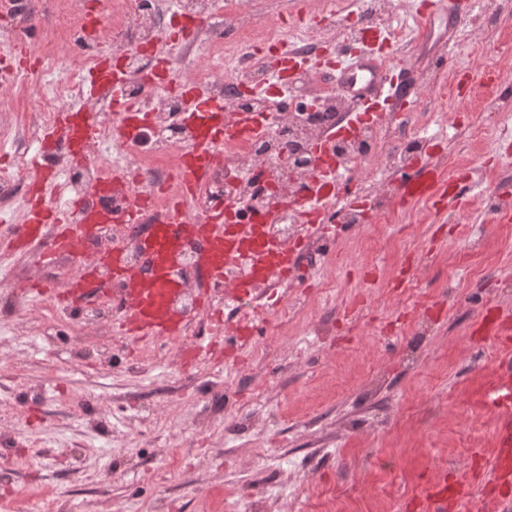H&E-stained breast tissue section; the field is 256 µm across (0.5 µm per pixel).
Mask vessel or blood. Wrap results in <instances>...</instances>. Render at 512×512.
<instances>
[{
  "mask_svg": "<svg viewBox=\"0 0 512 512\" xmlns=\"http://www.w3.org/2000/svg\"><path fill=\"white\" fill-rule=\"evenodd\" d=\"M445 16L449 30L458 29L468 17L461 0H423L420 16L423 27H430L437 16ZM193 24L173 22L164 39L166 48H153V67L148 72L150 81L160 87H176L182 95V120L192 130L193 147L180 173L182 189L196 190L209 176L217 144L231 139H242L258 132L263 121L258 116L240 112L233 119H225L224 108L202 86L183 80L181 74L169 65L171 48L179 46L194 34ZM374 53L363 52L346 40L329 42L322 64L309 68L298 61L285 46H278L266 56L269 70L296 82L309 71L332 75L337 88L348 98L359 116L378 112L380 107L393 108L406 104L415 90L410 70L403 69L389 77L379 69ZM125 74L111 58H99L87 82L86 98L90 101L108 100L117 119L112 134L124 140L149 122L142 112L123 93ZM93 115L78 107L62 113L56 124L47 128L41 138L42 149L35 160L38 170L25 212L18 224L12 225L6 235L0 236V256L10 257L30 252L41 245L40 262H50L57 254L68 253L81 261V270L70 281L62 297L68 311L75 312L87 295L89 283L97 280L100 264H108L112 277L121 288L112 295V305L121 312L114 330L117 335L133 340L160 339L178 335L183 317L174 306L182 291L181 258L190 244H198V260L213 284L224 283V259L232 255L244 260L249 267L264 266L267 273L282 280L294 274V253L286 246L270 242L262 226L247 224L226 226L224 202L216 200L204 224L188 221L178 204H171L169 215L156 225L151 236L138 242L146 266L138 271L124 258L122 245H113L103 254L100 264L85 263L84 244L95 230L93 215L113 213L115 220L135 223L142 209V198L133 193L120 208H113L112 193L93 189L89 195L75 198L68 208L61 209L50 202L55 172L54 157L64 155L73 162H81L92 139ZM336 174L326 169L320 181L311 187L310 196L302 204L303 223L313 224L320 218L318 203L326 190L335 187ZM401 199L415 201L432 198L446 201L447 183L437 176L427 163H419L403 175L399 182ZM486 403L503 419H512V368H506L496 385L486 394ZM490 481L500 496L494 501L496 512H512V435L500 439L499 450L490 464ZM428 512H466L469 492L465 488L453 491L438 490L428 493Z\"/></svg>",
  "mask_w": 512,
  "mask_h": 512,
  "instance_id": "b4317fda",
  "label": "vessel or blood"
}]
</instances>
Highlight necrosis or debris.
<instances>
[{"label": "necrosis or debris", "mask_w": 512, "mask_h": 512, "mask_svg": "<svg viewBox=\"0 0 512 512\" xmlns=\"http://www.w3.org/2000/svg\"><path fill=\"white\" fill-rule=\"evenodd\" d=\"M98 7L102 22L94 35L96 49L84 53L80 64L59 58L60 77L47 88L40 85L34 68L18 71L0 88L1 98L27 104L26 110L14 111L0 124V141L13 149L9 166L0 170V206L27 196L41 131L67 103L84 98L85 78L97 61V50L116 52L128 74L123 91L150 112L151 126L137 142L113 140L111 109L102 102L89 103L88 110L96 120L93 150L79 165L63 155L54 159L60 178L54 203L59 206L85 196L89 187L110 175L113 168H123L128 175L127 189L148 192V204L136 223L99 225L96 245L108 249L113 242H121L129 263L139 261L137 239L167 218L168 197L177 190L178 159L192 141L180 119L181 100L145 78L151 65L149 51L162 39L170 13L196 26L195 37L174 54L177 70L220 98L227 116L254 112L266 119L259 133L225 142L207 182L185 199L186 217L203 223L211 200L223 197L239 211L243 222L265 218L268 237L298 247L296 260L302 270H323L337 260L328 253L319 227L303 226L298 217L299 202L307 197L319 170L314 145L332 140L336 158L338 191L325 200L323 221L351 229L365 223L369 212L385 214L394 208L399 174L413 167L423 154H431L437 169L446 168L447 151H428L433 138L446 131L455 139L474 136L469 127L448 122L447 90L429 72L424 73L423 84L436 102L434 110L416 112L401 107L384 112L351 137L334 135L352 107L335 92L314 88L307 103L290 93L243 92L244 82L261 85L268 79L264 48L285 42L293 52L305 56L320 47L313 33L290 37L283 23L260 21L244 0L229 7L222 0H100ZM395 15V0H359L352 19L332 13L326 24L345 34H359L390 25ZM182 272L185 291L178 308L187 319L183 334L190 338L202 335L209 326L199 315L208 283L194 249L186 250ZM243 272L235 261L224 268V332L244 342L252 324L296 310L298 303L289 298L288 283L274 275L259 280L249 295L237 294L234 283Z\"/></svg>", "instance_id": "necrosis-or-debris-1"}]
</instances>
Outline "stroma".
I'll return each instance as SVG.
<instances>
[{"mask_svg": "<svg viewBox=\"0 0 512 512\" xmlns=\"http://www.w3.org/2000/svg\"><path fill=\"white\" fill-rule=\"evenodd\" d=\"M317 0H255L267 18L295 26L321 18ZM390 55L413 77L434 70L441 84L490 82L512 10L494 27L452 31L446 20L417 32L422 0H405ZM455 72L432 69L437 50ZM460 103L481 142L451 144L449 162L512 164L501 146L512 111L489 123L477 103ZM487 184L467 182L449 219L380 223L369 213L337 229L342 253L330 278L310 273L293 289L302 315L261 324L250 350L226 357L234 337L216 327L214 351L186 364L184 340L118 336L109 362L75 358L96 334L55 309V294L12 299L0 292V512H246L233 498L255 463L254 493L288 512H422L426 487L475 484L487 496L486 465L500 420L481 402L512 350L482 332L485 318L512 319V222L484 214ZM143 362L132 373L134 362ZM254 416L233 427L226 408Z\"/></svg>", "mask_w": 512, "mask_h": 512, "instance_id": "stroma-1", "label": "stroma"}]
</instances>
